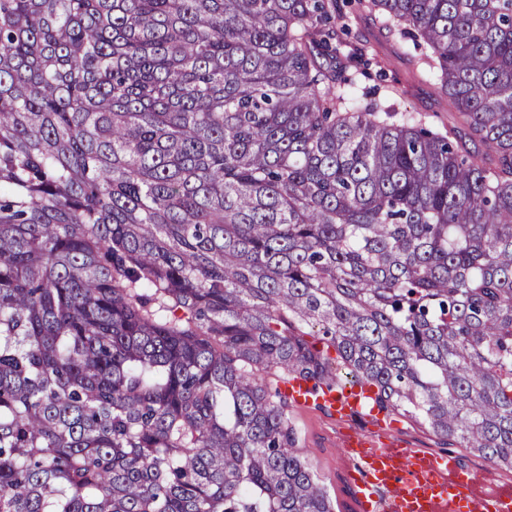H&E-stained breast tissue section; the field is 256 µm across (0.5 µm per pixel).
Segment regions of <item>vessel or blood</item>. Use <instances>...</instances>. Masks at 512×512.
Here are the masks:
<instances>
[{"label":"vessel or blood","instance_id":"vessel-or-blood-1","mask_svg":"<svg viewBox=\"0 0 512 512\" xmlns=\"http://www.w3.org/2000/svg\"><path fill=\"white\" fill-rule=\"evenodd\" d=\"M279 387L293 405L315 404L341 419L363 413L373 428L384 426L377 410H364L358 388L315 393L299 378ZM343 450L356 461L351 478L361 512H512V486L488 484L455 454L379 446L361 430L348 432Z\"/></svg>","mask_w":512,"mask_h":512}]
</instances>
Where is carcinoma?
<instances>
[{"label": "carcinoma", "mask_w": 512, "mask_h": 512, "mask_svg": "<svg viewBox=\"0 0 512 512\" xmlns=\"http://www.w3.org/2000/svg\"><path fill=\"white\" fill-rule=\"evenodd\" d=\"M0 0V512H335L278 383L512 469V0ZM371 58V64L369 66L367 78L358 75V84L360 87H369L377 85L379 91L377 99L381 101L389 94V90L393 85H399L405 94L401 99V106L406 109L412 115L419 117L421 115L422 120H426L434 125L440 123V120L444 116L448 115V112H433L442 111L441 105L438 104L437 96L435 94V87L426 80L420 78H414L409 72L408 66L399 59H394L393 64L390 68L386 69V75L381 73V65L377 64L376 61H381L379 57L376 59ZM438 113V117L435 114Z\"/></svg>", "instance_id": "1"}]
</instances>
